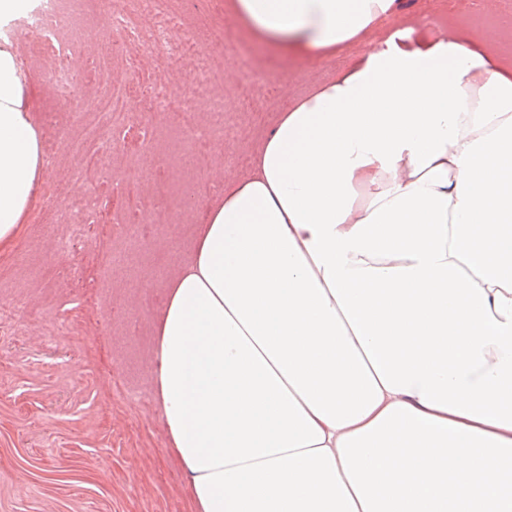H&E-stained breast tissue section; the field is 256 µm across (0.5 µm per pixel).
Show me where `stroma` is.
Here are the masks:
<instances>
[{"label": "stroma", "mask_w": 512, "mask_h": 512, "mask_svg": "<svg viewBox=\"0 0 512 512\" xmlns=\"http://www.w3.org/2000/svg\"><path fill=\"white\" fill-rule=\"evenodd\" d=\"M420 16L442 28L466 18L478 40L512 20V7L504 0L482 11L468 0H396L380 25L311 62L255 37L230 0H207L200 20L215 53L254 66L239 87L237 113L224 118L233 138L184 148L179 123L210 119L204 109H186L195 59H170L135 41L112 66L141 85L160 84L169 110L127 100L115 146L82 157L58 146L56 133L71 128L73 107L100 92L94 61L113 38L102 0L83 3L85 25L98 36L72 49L85 80L69 104L55 96L44 51L16 34L30 75L28 109L53 156L15 241L0 249V512H192L151 379L153 317L193 227L225 177L247 170L254 133L270 131L294 96L350 67L381 33ZM201 156L211 168L200 176ZM76 169L85 176L77 186L70 181ZM59 210L66 222L46 227Z\"/></svg>", "instance_id": "1"}]
</instances>
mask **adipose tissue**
<instances>
[{
	"label": "adipose tissue",
	"instance_id": "ef3b65f1",
	"mask_svg": "<svg viewBox=\"0 0 512 512\" xmlns=\"http://www.w3.org/2000/svg\"><path fill=\"white\" fill-rule=\"evenodd\" d=\"M394 0H234L319 58ZM512 28L388 35L225 181L154 318L193 512H512ZM0 46V248L47 165Z\"/></svg>",
	"mask_w": 512,
	"mask_h": 512
}]
</instances>
